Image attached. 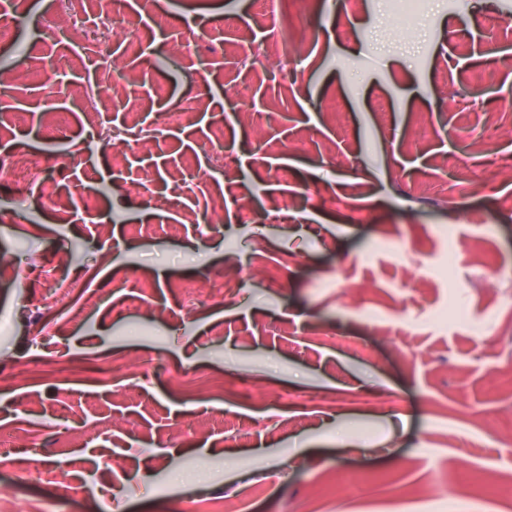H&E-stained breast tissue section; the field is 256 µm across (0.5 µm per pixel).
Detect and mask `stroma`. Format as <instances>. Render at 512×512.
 <instances>
[{"mask_svg": "<svg viewBox=\"0 0 512 512\" xmlns=\"http://www.w3.org/2000/svg\"><path fill=\"white\" fill-rule=\"evenodd\" d=\"M55 2L12 0L21 22L0 40V74L15 75L0 90V158L42 165L26 184L0 177V215L28 216L0 226V375L33 355L80 367L0 386L15 462L55 455L46 426L75 413L125 512H179L189 495L234 512H420L429 497L512 512L458 489L483 465L512 484V447L480 421L512 419V208L499 205L512 199V0H426L411 34L391 0H125L143 43L77 47L40 29ZM274 35L299 54L269 64ZM77 54L85 67L65 66ZM50 56L66 88L51 100ZM242 92L255 122L237 116ZM111 93L90 129L85 101ZM128 113L149 139L116 159L101 132ZM489 125L504 134L485 143ZM218 143L232 177L211 165ZM474 155L495 160L478 186L448 164ZM202 168L208 180L187 184ZM218 194L223 222L195 223ZM465 209L473 219L457 220ZM113 275L127 287L108 289ZM199 281L223 301L192 305ZM47 284L69 306H50ZM131 356L150 367L103 372ZM183 368L248 386L188 402ZM352 392L364 403H346ZM189 407L203 428L173 438ZM339 471L357 473L355 489ZM19 494L97 512L52 468Z\"/></svg>", "mask_w": 512, "mask_h": 512, "instance_id": "obj_1", "label": "stroma"}]
</instances>
